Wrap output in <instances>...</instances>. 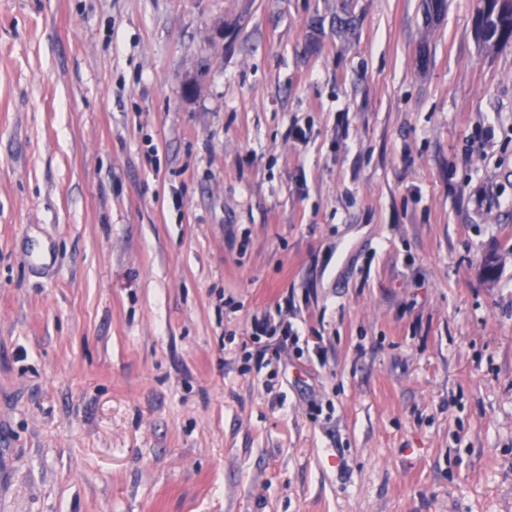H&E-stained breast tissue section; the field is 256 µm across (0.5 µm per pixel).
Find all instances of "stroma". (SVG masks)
<instances>
[{
    "mask_svg": "<svg viewBox=\"0 0 512 512\" xmlns=\"http://www.w3.org/2000/svg\"><path fill=\"white\" fill-rule=\"evenodd\" d=\"M478 7L0 0V512H512Z\"/></svg>",
    "mask_w": 512,
    "mask_h": 512,
    "instance_id": "1",
    "label": "stroma"
}]
</instances>
